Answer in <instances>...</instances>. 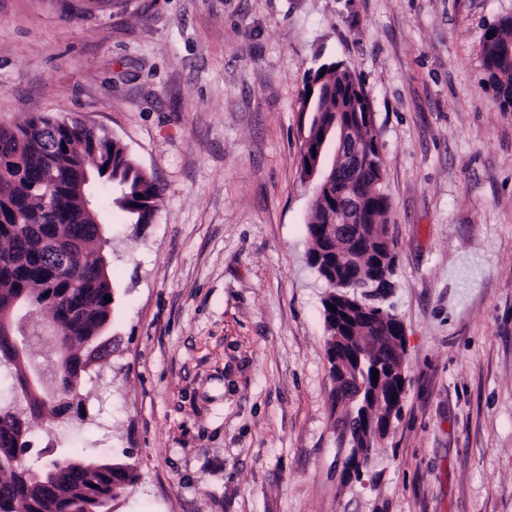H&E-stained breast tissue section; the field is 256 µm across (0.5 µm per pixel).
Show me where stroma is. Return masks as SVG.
I'll return each mask as SVG.
<instances>
[{"label":"stroma","mask_w":512,"mask_h":512,"mask_svg":"<svg viewBox=\"0 0 512 512\" xmlns=\"http://www.w3.org/2000/svg\"><path fill=\"white\" fill-rule=\"evenodd\" d=\"M512 0H0V127L119 139L162 187L113 210L108 355L34 448L136 469L112 512H512V112L483 82ZM369 95L406 328L399 420L346 481L303 79Z\"/></svg>","instance_id":"stroma-1"}]
</instances>
